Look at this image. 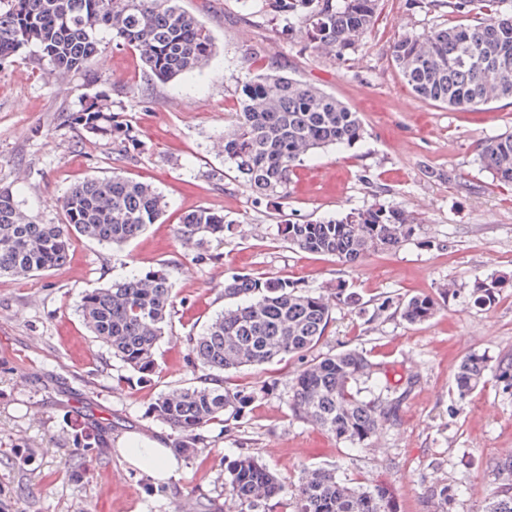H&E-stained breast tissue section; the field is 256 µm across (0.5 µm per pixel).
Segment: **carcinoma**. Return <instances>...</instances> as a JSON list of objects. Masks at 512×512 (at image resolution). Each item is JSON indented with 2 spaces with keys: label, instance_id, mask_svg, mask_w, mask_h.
Here are the masks:
<instances>
[{
  "label": "carcinoma",
  "instance_id": "1",
  "mask_svg": "<svg viewBox=\"0 0 512 512\" xmlns=\"http://www.w3.org/2000/svg\"><path fill=\"white\" fill-rule=\"evenodd\" d=\"M261 2L264 15L307 30L313 50L341 57L356 48L376 20V0H244ZM179 0H0V60L33 46L38 60L59 74L89 71L102 46L113 43L139 51L150 76L161 82L190 76L215 55L210 30ZM462 14H481L476 23L405 34L392 45L398 72L422 100L454 109H477L512 99V0H455ZM238 83V112L224 132V159L258 195L283 198L296 169L317 150L351 147L364 137L360 113L315 85L279 73H251ZM70 123L100 139L140 143L112 106L98 100L69 116ZM477 160L497 179L512 183V133L482 142ZM62 217L45 224L19 211L9 190L0 188V276L28 277L63 264L73 240L104 247L138 237L163 213L166 202L151 184L114 174L83 181L63 193ZM414 230L412 216L399 207L371 206L340 219L288 221L281 233L302 251L334 256L355 266L368 256L398 248ZM178 234L202 245L224 240V215L212 208L187 213ZM504 280L480 282L474 302L490 305ZM439 297L415 296L398 303L410 324L430 320ZM224 311L188 339L195 362L214 373L159 395L151 413L167 424L174 447L190 452L203 431L238 421L256 393L231 392L219 374L259 367L314 348L331 321V308L286 280L231 273L224 278ZM174 309V282L145 272L85 294L80 313L96 342L131 369L148 374L156 345ZM367 354L348 349L312 361L292 379V414L323 429L351 448H368L381 431L400 423L403 405L419 377L399 386L377 376ZM492 376L512 389V353L488 362L463 357L455 373L460 400ZM225 489L242 512H257L285 493L265 467L241 455L226 467ZM293 512H397L384 488L351 487L332 469L305 472L294 494ZM484 512H512V495L494 492Z\"/></svg>",
  "mask_w": 512,
  "mask_h": 512
}]
</instances>
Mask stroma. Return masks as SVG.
Returning <instances> with one entry per match:
<instances>
[{
	"label": "stroma",
	"instance_id": "35a3bbf8",
	"mask_svg": "<svg viewBox=\"0 0 512 512\" xmlns=\"http://www.w3.org/2000/svg\"><path fill=\"white\" fill-rule=\"evenodd\" d=\"M211 30L216 55L193 76L151 79L137 51L102 48L90 73L61 76L24 50L0 66V188L42 222L61 215L72 184L114 173L148 182L168 209L137 239L109 248L74 241L63 265L27 278L0 277V512H240L224 491L227 463L241 455L289 487L304 468L335 470L346 484L377 485L398 512H432L428 490L448 486V512H481L495 491L499 462L512 456V395L488 380L459 401L454 374L468 353L512 352V185L476 159L483 141L512 132V99L450 109L416 97L394 66L398 36L458 23L447 4L413 7L378 0L370 32L341 58L313 53L303 30L285 31L242 0H179ZM310 82L360 112L365 135L350 148L309 157L287 197L252 192L224 162L220 136L238 110L243 61ZM106 99L141 142L125 158L67 121ZM374 205L415 219L400 247L347 266L292 248L285 219L341 217ZM221 209L223 240L185 248L182 215ZM169 273L176 282L172 333L152 375L140 378L97 342L79 313L83 295L131 272ZM288 279L332 301V320L306 355L224 374L231 390L258 396L232 429L214 424L197 452L175 450L176 479L156 481L120 451L144 440L173 448L170 428L149 412L158 394L203 370L188 349L224 308L229 273ZM504 278L492 305L474 304L475 279ZM361 309L334 304L337 284ZM447 302L428 322L407 323L398 301L438 295ZM346 348L366 351L390 385L419 373L399 426L372 447L346 446L291 415V381L307 361Z\"/></svg>",
	"mask_w": 512,
	"mask_h": 512
}]
</instances>
